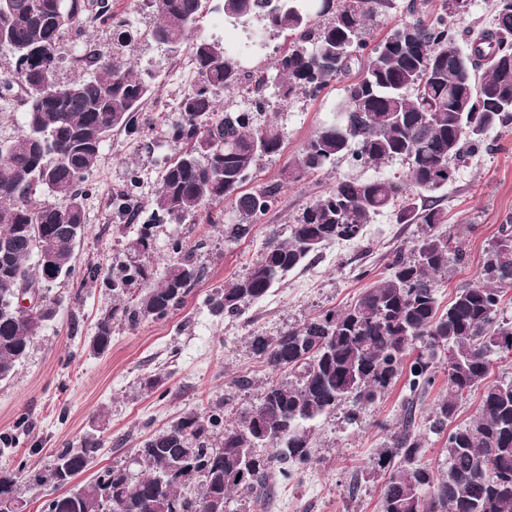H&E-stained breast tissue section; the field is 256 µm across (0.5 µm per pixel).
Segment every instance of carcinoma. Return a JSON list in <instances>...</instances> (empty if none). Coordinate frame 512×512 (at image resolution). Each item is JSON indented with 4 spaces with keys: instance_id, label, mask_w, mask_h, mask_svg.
<instances>
[{
    "instance_id": "cac0c4a2",
    "label": "carcinoma",
    "mask_w": 512,
    "mask_h": 512,
    "mask_svg": "<svg viewBox=\"0 0 512 512\" xmlns=\"http://www.w3.org/2000/svg\"><path fill=\"white\" fill-rule=\"evenodd\" d=\"M449 2L440 0L432 13L396 24L372 44L366 31L377 7L390 0H216L211 11L246 29V39L254 22L285 35L275 76L284 100L316 95L355 66L361 71L345 86L340 120L314 132L280 181L248 191L261 160L283 147L277 125L255 122L265 98L257 97L251 111H219L217 93L237 88L243 75L224 41L201 32L208 0H150L158 15L152 37L175 54L190 51L195 66L169 128L182 147L166 163L152 200L157 218L182 224L203 214L223 224L227 202L237 221L224 224V240L235 242L269 212L284 186L340 159L366 168L399 160L406 171L403 182L337 180L295 215L286 239L271 230L260 259L213 293L217 312L236 316L326 245L361 241L376 215L388 212L395 223L422 229L409 252L396 250L388 274L347 308L326 310L275 338L252 337L255 354L288 380L266 383L234 422L223 426L213 414L188 411L137 449L141 476L110 467L59 494L64 505L47 499L44 512H100L106 494L120 499L122 512H216L238 489L264 506L276 483L293 479L312 460L310 422L343 405L354 419L405 372L413 396L425 394L442 360L448 392L434 405L431 428L446 437L448 467L435 473L420 463L422 440L408 405L374 460L387 476L380 512H512V379L488 380L494 360L512 358V320L501 316L512 288V225H501L488 244L484 282L456 289L443 306L438 276L448 259L461 263L466 254L444 229L448 212L433 200L455 180L467 153L512 122V0H496L492 26L467 30L464 48L449 32ZM109 10L105 0H0V29L10 34L15 59L12 74L0 77V97L16 85L26 94L23 129L0 143V382L13 377L55 314L44 286L73 271L74 246L86 231L81 187L103 143L117 129L138 134L136 115L153 94L150 76L92 50L89 74L57 80L65 35L83 15ZM200 246L174 240L157 280L152 225L143 224L127 245L120 275L103 277L91 268L86 279L111 289L130 321L162 319L184 305L203 277ZM22 288L41 296L38 310L16 309ZM116 314L98 320L93 352L110 348ZM477 389V414L456 422L459 403ZM97 448L86 439L62 449L53 466L62 464L75 477ZM24 477L39 486L49 480L21 464L1 467L0 499L18 501ZM194 481L200 490L189 498L184 488Z\"/></svg>"
}]
</instances>
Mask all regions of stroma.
<instances>
[{
  "mask_svg": "<svg viewBox=\"0 0 512 512\" xmlns=\"http://www.w3.org/2000/svg\"><path fill=\"white\" fill-rule=\"evenodd\" d=\"M113 20H87L82 36H67L59 81L68 82L87 70L80 56L85 45L107 58H121L136 70L155 76L154 94L138 114L140 132H113L104 142L96 168L84 184L86 234L75 247L72 276L57 280L48 293L57 302L56 314L35 338L15 376L0 382V467L27 461L48 468L62 449L83 439L100 442L88 468L74 479L83 485L110 467L139 474L136 450L142 440L190 410L221 411L225 421L256 402L270 372L251 347L253 335L275 337L301 326L317 313L353 303L372 283L386 275L391 252L409 247L421 231L417 224L395 223L390 214L374 217L362 242L326 246L300 268L289 272L261 300L247 304L240 315L215 313L210 299L216 288L235 281L258 259L272 228L285 227L316 196L343 176L363 177L367 171L341 159L321 173L283 189L275 205L250 234L225 244L222 227L203 221L154 226L155 271H162L172 240L202 241L198 260L204 278L191 290L183 307L162 319L129 322L116 317L112 346L92 354L89 342L99 318L116 300L111 290L88 284V269L117 272L129 236L148 223L150 201L161 185L166 162L179 149L168 126L179 116V102L195 73L189 52L172 56L154 41L156 22L146 0H111ZM130 40L119 39L116 22ZM348 77L336 79L319 96L298 95L282 100L273 86L263 95L268 103L263 119L276 120L284 149L263 160L250 187L276 182L282 169L315 130L335 119L344 99ZM134 187V215L119 212L112 203L117 192ZM447 210V227L465 252L464 263H449L438 296L448 302L455 288L482 279L485 247L500 225L512 224V124L497 128L487 145L461 162L454 182L436 193ZM162 384L149 388L148 377ZM247 378L248 390L237 382ZM448 391L446 374L416 408V426L423 443L422 464L433 471L448 466L442 437L429 429L436 401ZM409 390L406 378L373 405L348 420L346 407L310 425L315 453L297 478L278 484L269 505L258 507L246 492H233L224 512H379L384 479L373 461L389 439L388 428L404 417Z\"/></svg>",
  "mask_w": 512,
  "mask_h": 512,
  "instance_id": "35a3bbf8",
  "label": "stroma"
}]
</instances>
